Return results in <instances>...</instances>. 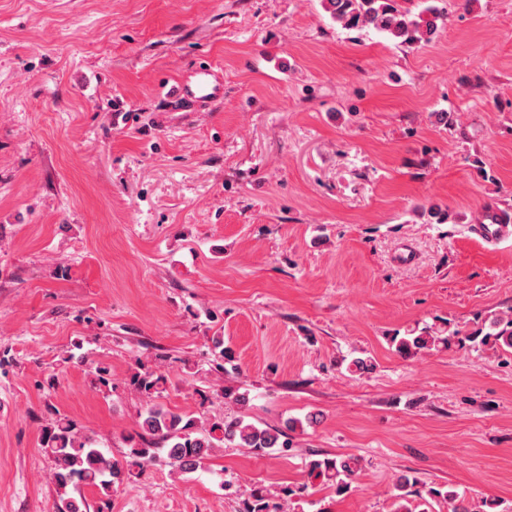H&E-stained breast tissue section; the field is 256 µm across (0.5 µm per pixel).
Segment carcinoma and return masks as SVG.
<instances>
[{
  "label": "carcinoma",
  "instance_id": "1",
  "mask_svg": "<svg viewBox=\"0 0 512 512\" xmlns=\"http://www.w3.org/2000/svg\"><path fill=\"white\" fill-rule=\"evenodd\" d=\"M326 9L333 19L349 29L373 27L402 43L430 41L437 33L440 14L432 8L425 9L429 17L414 16L402 8L397 0H325ZM492 331L481 338V343H493L505 350H512V317L495 319ZM440 338L431 334L392 337L396 352L407 357L428 348ZM136 390L152 398L166 382L163 374L149 368L132 377ZM138 430L128 438V448L123 459L106 455L94 447L90 438L81 435L67 416L56 418L43 430L41 446L53 462L52 480L60 493L59 512H87L86 499L81 489L92 487L103 496H112V488L123 482L132 468L144 469L158 458L181 473L195 472L205 460L224 447L234 443L263 453L270 448H286V433L279 429L259 428L239 418L208 421L196 420L174 412L150 401L140 414ZM358 468L353 459L324 458L309 464V476L336 486V493L351 489ZM417 479L407 475L397 480L398 505L395 512H415L408 496ZM428 494L448 500V512H471L460 496L453 492L442 493L431 488ZM270 493L259 486L249 490L245 512H271Z\"/></svg>",
  "mask_w": 512,
  "mask_h": 512
}]
</instances>
